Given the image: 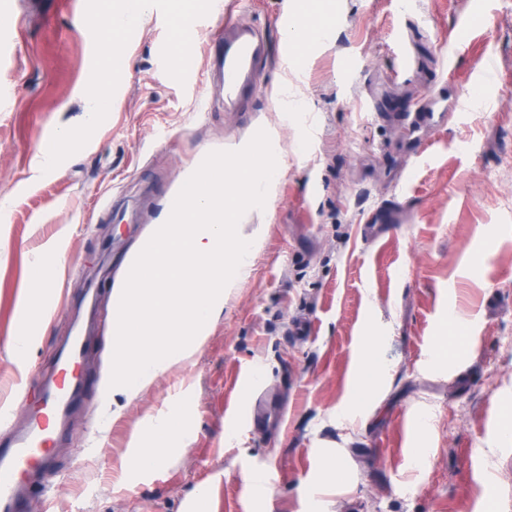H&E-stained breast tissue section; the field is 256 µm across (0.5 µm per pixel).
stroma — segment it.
Here are the masks:
<instances>
[{
  "label": "stroma",
  "mask_w": 512,
  "mask_h": 512,
  "mask_svg": "<svg viewBox=\"0 0 512 512\" xmlns=\"http://www.w3.org/2000/svg\"><path fill=\"white\" fill-rule=\"evenodd\" d=\"M254 2L270 54L253 111L235 112L201 79L224 25L212 0H150L119 31L126 68L108 82L97 37L107 0H0L11 98L0 104V398L30 380L1 442L43 405L40 381L70 334L61 306L90 289L97 300L53 492L33 488L25 512H512V0ZM282 9L331 23L328 39L285 56ZM474 15L480 25L454 43ZM399 40L416 62L394 81ZM429 86L447 116L418 140L365 109L375 98L405 111ZM100 87L108 104L89 126L85 95ZM63 126L82 139L59 141ZM260 128L284 154L264 208L240 220L258 235L247 276L232 279L199 351L111 421L106 272L122 273L210 151L242 148ZM46 153L57 166L43 174ZM389 204L394 223H367ZM59 235L67 263L46 295L53 315L25 324L16 303L30 263ZM21 327L34 342L16 359L5 345ZM369 350L377 375L363 394ZM257 366L280 412L233 424L228 407ZM171 411L180 449L134 466L147 421ZM248 469L270 475L265 494L250 493Z\"/></svg>",
  "instance_id": "stroma-1"
}]
</instances>
